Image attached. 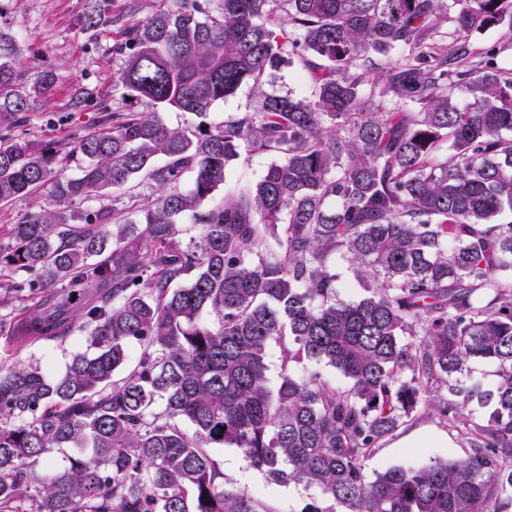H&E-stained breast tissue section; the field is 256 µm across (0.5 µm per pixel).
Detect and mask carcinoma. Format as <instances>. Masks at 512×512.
<instances>
[{
	"instance_id": "1",
	"label": "carcinoma",
	"mask_w": 512,
	"mask_h": 512,
	"mask_svg": "<svg viewBox=\"0 0 512 512\" xmlns=\"http://www.w3.org/2000/svg\"><path fill=\"white\" fill-rule=\"evenodd\" d=\"M166 2L121 25L118 84L151 111L107 115L64 152L11 137L29 101L0 48V203L44 185L58 206L135 178L163 189L136 218L41 209L13 225L0 264L54 307L13 331H78L87 347L55 378L0 368V512H268L212 448L270 483L318 487L301 512H509L512 74L470 35L512 28V0H221L217 15ZM395 49L375 86L388 105L367 112L359 60ZM291 61L308 100L261 90ZM244 85L254 111L206 122ZM170 109L183 127L164 123ZM244 151L278 160L214 200ZM186 215L199 229L187 242ZM339 259L357 302L337 300ZM478 362L494 365L493 389L463 381ZM421 407L473 453L369 478L371 451ZM56 448L85 457L49 467Z\"/></svg>"
}]
</instances>
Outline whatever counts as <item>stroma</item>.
I'll list each match as a JSON object with an SVG mask.
<instances>
[{
    "label": "stroma",
    "instance_id": "obj_1",
    "mask_svg": "<svg viewBox=\"0 0 512 512\" xmlns=\"http://www.w3.org/2000/svg\"><path fill=\"white\" fill-rule=\"evenodd\" d=\"M162 0H0V39L9 41L17 74L15 88L29 98L27 122L17 130L18 136L36 142H53L66 147L75 137L93 130L99 120L100 107L114 112L133 109L116 79L128 53L119 44L118 18L140 20L152 16ZM100 11L97 27L88 29L82 17ZM51 82L50 95L40 89ZM158 194L156 186L131 181L124 189L108 190L101 195L62 206L68 219H80L101 211L131 213L145 208ZM49 189L0 204V251L14 246L11 226L26 213L48 207ZM23 273L0 264V366L18 363L39 364L45 372L56 375L64 371L71 356L85 348L82 335L64 339H20L6 328L38 309L40 297L21 291ZM470 448L457 434L435 416L418 413L394 434L373 449L365 466L375 474L395 465L418 466L433 459H456L469 454ZM227 479L236 487L265 502L271 512H300L302 504L319 497L313 486L268 483L233 448L213 449Z\"/></svg>",
    "mask_w": 512,
    "mask_h": 512
}]
</instances>
